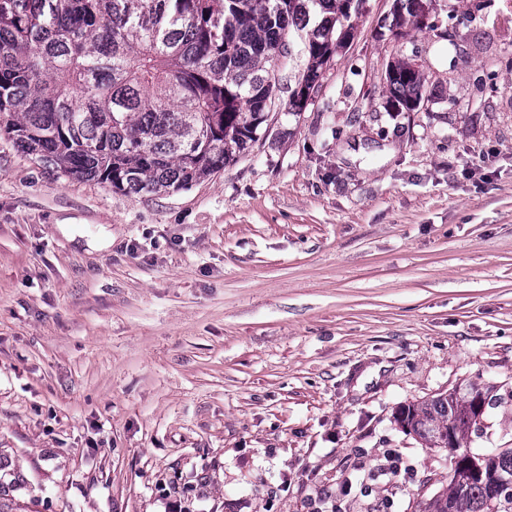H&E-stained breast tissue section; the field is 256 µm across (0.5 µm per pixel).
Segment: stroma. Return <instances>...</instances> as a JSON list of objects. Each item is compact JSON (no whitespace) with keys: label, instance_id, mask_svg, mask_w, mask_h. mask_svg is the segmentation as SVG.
<instances>
[{"label":"stroma","instance_id":"obj_1","mask_svg":"<svg viewBox=\"0 0 512 512\" xmlns=\"http://www.w3.org/2000/svg\"><path fill=\"white\" fill-rule=\"evenodd\" d=\"M363 0L303 111L162 195L0 135V512H417L447 452L395 422L489 386L512 448V0ZM430 91L389 112L387 64ZM395 2L393 26L400 29L409 25L423 26L420 22L423 0H395ZM407 5H411L409 10H406Z\"/></svg>","mask_w":512,"mask_h":512}]
</instances>
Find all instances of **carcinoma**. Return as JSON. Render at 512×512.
I'll return each mask as SVG.
<instances>
[{"label":"carcinoma","instance_id":"obj_1","mask_svg":"<svg viewBox=\"0 0 512 512\" xmlns=\"http://www.w3.org/2000/svg\"><path fill=\"white\" fill-rule=\"evenodd\" d=\"M346 0H0V134L50 172L129 194L177 192L237 161L259 140L273 66L319 86L337 52ZM395 27L421 25L423 0H395ZM320 22L308 29L311 18ZM395 112L426 97L416 60L387 65ZM483 387L461 382L398 409L396 419L453 459L420 512H512V448L487 463L464 447Z\"/></svg>","mask_w":512,"mask_h":512}]
</instances>
